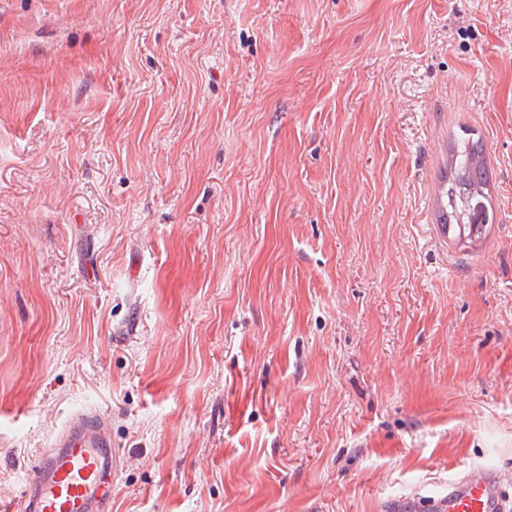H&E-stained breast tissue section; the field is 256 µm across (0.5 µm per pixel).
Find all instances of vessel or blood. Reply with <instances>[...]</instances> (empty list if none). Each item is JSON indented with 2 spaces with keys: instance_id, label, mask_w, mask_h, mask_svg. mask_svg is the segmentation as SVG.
<instances>
[{
  "instance_id": "1",
  "label": "vessel or blood",
  "mask_w": 512,
  "mask_h": 512,
  "mask_svg": "<svg viewBox=\"0 0 512 512\" xmlns=\"http://www.w3.org/2000/svg\"><path fill=\"white\" fill-rule=\"evenodd\" d=\"M448 181L434 184L431 222L447 241ZM96 410L70 413L53 435L24 491L26 512H104L109 498L105 478L112 471V440ZM434 512H512V498L500 490L496 469L484 466L452 479L447 493L434 499Z\"/></svg>"
}]
</instances>
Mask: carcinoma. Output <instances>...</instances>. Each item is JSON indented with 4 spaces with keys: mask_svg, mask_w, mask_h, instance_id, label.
<instances>
[{
    "mask_svg": "<svg viewBox=\"0 0 512 512\" xmlns=\"http://www.w3.org/2000/svg\"><path fill=\"white\" fill-rule=\"evenodd\" d=\"M495 219L484 144L469 136L449 153L448 226L479 238Z\"/></svg>",
    "mask_w": 512,
    "mask_h": 512,
    "instance_id": "carcinoma-1",
    "label": "carcinoma"
}]
</instances>
